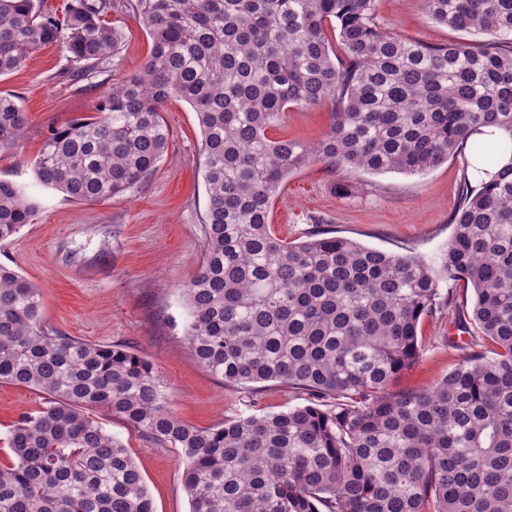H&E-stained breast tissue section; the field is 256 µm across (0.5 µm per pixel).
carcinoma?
Masks as SVG:
<instances>
[{"label": "carcinoma", "mask_w": 512, "mask_h": 512, "mask_svg": "<svg viewBox=\"0 0 512 512\" xmlns=\"http://www.w3.org/2000/svg\"><path fill=\"white\" fill-rule=\"evenodd\" d=\"M377 0H136L152 43L142 68L94 113L52 128L37 182L74 201L118 196L149 175L171 131L172 98L197 115L208 195L205 250L184 289L189 347L231 387L276 382L307 404L198 428L170 408L143 357L47 326L40 289L0 265V383L46 395L12 425L0 512H154L103 408L179 450L190 512H512V50L428 45L391 35ZM456 31L512 41V0H423ZM106 0H0V77L61 43L89 70L116 54ZM335 104L316 143L272 138L290 106ZM28 118L0 93V150ZM485 177L463 180L452 235L436 259L271 230L288 176L332 170L420 175L465 146ZM25 190L0 181V242L31 222ZM474 293L471 325L490 354L468 353L434 386L397 389L422 347L440 285Z\"/></svg>", "instance_id": "carcinoma-1"}]
</instances>
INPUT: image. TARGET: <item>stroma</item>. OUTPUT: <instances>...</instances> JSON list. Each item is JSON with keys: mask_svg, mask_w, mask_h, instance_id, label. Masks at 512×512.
Returning a JSON list of instances; mask_svg holds the SVG:
<instances>
[{"mask_svg": "<svg viewBox=\"0 0 512 512\" xmlns=\"http://www.w3.org/2000/svg\"><path fill=\"white\" fill-rule=\"evenodd\" d=\"M109 2L105 19L121 31L122 42L106 62L73 76L65 48L56 43L0 77V92L17 96L28 115L23 139L0 151V180L23 187L38 201L32 222L0 245V263L40 288V313L48 328L145 358L167 385L174 414L189 425L209 427L300 405L294 390L276 382L224 386L188 347L183 290L203 256L208 197L197 116L186 102L174 98L165 104L172 131L167 152L149 176L122 195L77 202L35 179L33 161L49 128L91 114L148 57L151 40L134 13L135 0ZM376 19L405 40L442 45L463 37L431 20L421 0H377ZM333 110L329 100L289 107L270 135L315 143L329 130ZM470 160L465 149L421 176L355 173L346 196L334 188L337 176L316 163L289 176L273 202L270 223L287 242L324 231L395 254L413 251L433 258L451 236L449 218ZM441 292L443 305L422 322L420 357L397 378V387H429L470 351L472 338L459 336L457 324L459 306L472 293L454 281L442 284ZM42 403L41 392L0 383V464L13 458L7 446L13 422ZM93 417L124 444L155 512H190L179 451L149 442L106 410L94 411Z\"/></svg>", "mask_w": 512, "mask_h": 512, "instance_id": "35a3bbf8", "label": "stroma"}]
</instances>
